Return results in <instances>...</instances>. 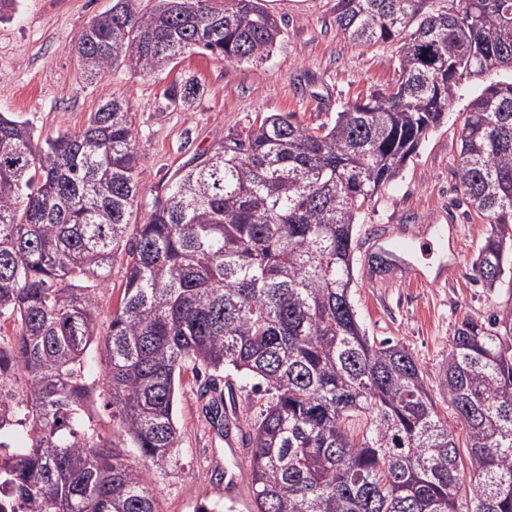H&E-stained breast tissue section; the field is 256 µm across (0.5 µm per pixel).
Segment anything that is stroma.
<instances>
[{
	"label": "stroma",
	"mask_w": 512,
	"mask_h": 512,
	"mask_svg": "<svg viewBox=\"0 0 512 512\" xmlns=\"http://www.w3.org/2000/svg\"><path fill=\"white\" fill-rule=\"evenodd\" d=\"M336 0H265L284 37L262 63H237L194 53L164 71L143 74L121 64L87 80L72 46L88 22L112 0H21L14 18L0 22V113L27 121L39 138L84 127L109 99L131 103L142 185L133 223L146 221L173 174L194 165L226 139L246 134L269 112H292L316 127L333 122L357 97L392 87L396 46H358L336 27ZM498 73L464 78L442 123L430 131L402 174L366 207L357 226L352 305L368 336L406 346L429 376L442 371L464 316L477 318L512 305V294L476 282L473 260L487 225L456 189L462 114ZM195 83L182 106L172 89ZM428 230L446 241L456 261L446 280L423 284L395 269L394 259L367 251L377 226ZM204 371L183 367L177 398L180 427L175 465L155 472L160 512H196L201 500L251 512L242 458L229 455L223 432L206 421L210 395Z\"/></svg>",
	"instance_id": "stroma-1"
}]
</instances>
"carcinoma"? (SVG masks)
Here are the masks:
<instances>
[{
  "mask_svg": "<svg viewBox=\"0 0 512 512\" xmlns=\"http://www.w3.org/2000/svg\"><path fill=\"white\" fill-rule=\"evenodd\" d=\"M352 44L397 43L400 78L309 128L262 118L177 172L142 224L130 103L103 102L42 142L0 113V431L24 432L10 475L36 512H159L152 473L177 460L185 364L256 380L235 427L254 512H512V307L457 327L430 379L366 336L351 304L362 207L440 125L465 75L512 70V0H336ZM263 0H114L76 44L93 80L161 72L200 49L269 56ZM455 171L488 224L473 268L512 292V80L465 112ZM126 255L106 330L98 291ZM118 426L91 402L97 357ZM133 448L143 465L127 462ZM95 398L93 412H91L92 420L100 433L106 437L112 436V406L109 404L108 391L102 387V384H100Z\"/></svg>",
  "mask_w": 512,
  "mask_h": 512,
  "instance_id": "carcinoma-1",
  "label": "carcinoma"
}]
</instances>
